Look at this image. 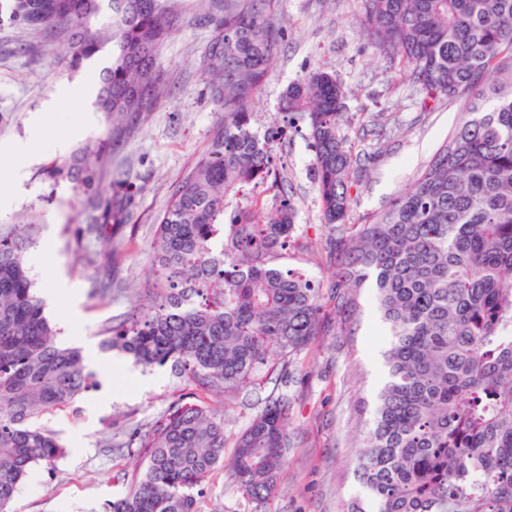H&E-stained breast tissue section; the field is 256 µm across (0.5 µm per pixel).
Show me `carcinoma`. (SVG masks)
Returning <instances> with one entry per match:
<instances>
[{"label": "carcinoma", "mask_w": 512, "mask_h": 512, "mask_svg": "<svg viewBox=\"0 0 512 512\" xmlns=\"http://www.w3.org/2000/svg\"><path fill=\"white\" fill-rule=\"evenodd\" d=\"M9 16L33 30L71 28L70 66L107 44L112 62L96 105L114 121L147 112L163 94L158 49L181 17L170 0H8ZM263 0H224L203 61L224 118L207 154L158 217L152 300L136 319L105 330L103 346L145 365L171 366L188 387L143 434L129 437L139 465L121 473L125 496L106 512H201L202 485L217 469L259 506L285 467L288 383L298 357L320 336L346 332L374 291L389 327L384 384L356 458L361 494L347 512H512V0H362L367 39L425 94L461 107L448 141L385 209L353 217L360 155L340 133L344 91L336 75L311 70L288 85L264 131L246 103L269 75L281 33ZM109 21L92 30L102 8ZM307 119L313 180L327 229L323 289L283 263L305 256L287 196L229 209L276 175L274 146L293 116ZM84 185L104 163L84 147ZM114 197H89L100 217L78 231L100 238ZM37 216L0 224V512L35 464L64 452L31 422L96 386L76 348L56 330L35 293L25 253ZM113 247L89 276L92 294L122 290ZM272 384L234 442L214 398ZM234 448L231 460L224 450Z\"/></svg>", "instance_id": "cac0c4a2"}]
</instances>
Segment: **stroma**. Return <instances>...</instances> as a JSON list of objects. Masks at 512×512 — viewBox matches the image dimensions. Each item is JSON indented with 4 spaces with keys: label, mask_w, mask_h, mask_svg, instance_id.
Listing matches in <instances>:
<instances>
[{
    "label": "stroma",
    "mask_w": 512,
    "mask_h": 512,
    "mask_svg": "<svg viewBox=\"0 0 512 512\" xmlns=\"http://www.w3.org/2000/svg\"><path fill=\"white\" fill-rule=\"evenodd\" d=\"M183 23L159 47L165 92L150 111L133 117L120 138L98 111L86 87L98 88L109 63L100 56L70 69L64 48L69 30L55 23L39 31L23 23L0 21V224L37 213L42 230L26 255L33 287L45 294L57 275L76 288L77 297H60L45 314L57 330L56 341L74 346L102 343L103 330L136 317L138 296L155 279L150 255L157 217L173 189L208 151L222 117L204 80L203 60L213 34L201 18L198 0H172ZM264 15L284 32L273 71L249 103L253 125L264 128L276 116L282 93L315 67L336 74L344 87L340 132L353 150L363 153V172L352 195L353 215L379 211L411 185L455 126L459 104L426 109L419 86L412 83L364 37L359 0H271ZM55 99L41 129L29 117L46 99ZM95 121L84 136L70 132L84 113ZM275 147L277 177L256 186L266 202L288 196L296 210L298 233H322L321 207L313 183L314 149L303 118ZM64 149H54V142ZM16 143L32 146L30 155L11 152ZM86 145L106 149V162L92 187L56 176ZM23 168L25 181L13 174ZM119 195L120 213L112 238L121 249L112 262L116 277L129 291L99 298L90 292V247L79 238L89 223V192ZM362 315L344 336H323L305 351L288 386L291 399L287 465L277 488L262 508L225 490L223 472L205 483L202 512H344L360 492L352 474L371 420L361 401L373 400L384 376L388 347L386 325L370 293L361 296ZM96 372V388L66 409L42 418L66 452L54 464L33 465L19 485L14 512H105L122 495L115 475L133 469L136 456L113 447L130 429L147 428L179 395L169 367L145 368L122 351Z\"/></svg>",
    "instance_id": "1"
}]
</instances>
